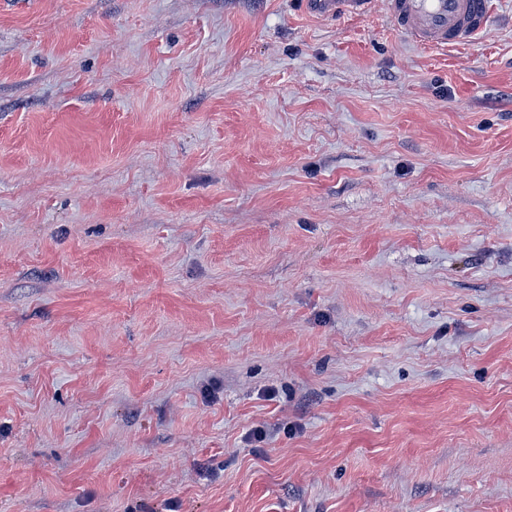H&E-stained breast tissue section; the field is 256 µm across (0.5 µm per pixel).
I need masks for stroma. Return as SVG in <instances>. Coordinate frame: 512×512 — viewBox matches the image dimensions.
I'll list each match as a JSON object with an SVG mask.
<instances>
[{
    "label": "stroma",
    "instance_id": "35a3bbf8",
    "mask_svg": "<svg viewBox=\"0 0 512 512\" xmlns=\"http://www.w3.org/2000/svg\"><path fill=\"white\" fill-rule=\"evenodd\" d=\"M491 3L0 8V512H512ZM378 0H304L306 10L329 18L358 17L371 12ZM394 26L413 42L447 47L473 41L490 25V0H386Z\"/></svg>",
    "mask_w": 512,
    "mask_h": 512
}]
</instances>
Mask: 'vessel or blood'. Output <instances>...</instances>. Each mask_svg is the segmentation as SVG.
Here are the masks:
<instances>
[{
  "label": "vessel or blood",
  "instance_id": "obj_1",
  "mask_svg": "<svg viewBox=\"0 0 512 512\" xmlns=\"http://www.w3.org/2000/svg\"><path fill=\"white\" fill-rule=\"evenodd\" d=\"M377 0H304L310 14L358 17L371 12ZM394 26L413 42L445 47L473 41L490 25V0H386Z\"/></svg>",
  "mask_w": 512,
  "mask_h": 512
}]
</instances>
